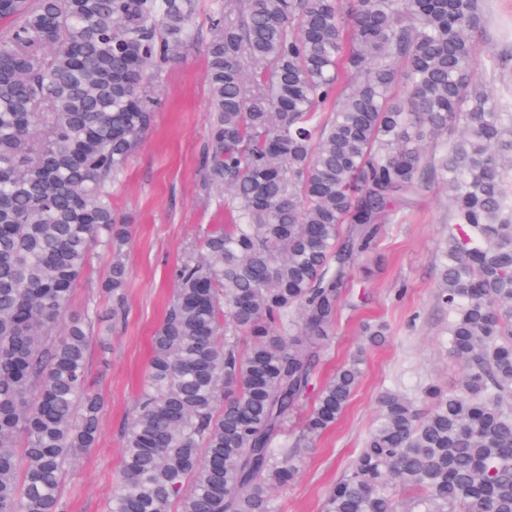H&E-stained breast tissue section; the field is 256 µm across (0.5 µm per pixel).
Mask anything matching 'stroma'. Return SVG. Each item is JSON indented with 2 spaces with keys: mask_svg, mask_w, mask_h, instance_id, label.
<instances>
[{
  "mask_svg": "<svg viewBox=\"0 0 512 512\" xmlns=\"http://www.w3.org/2000/svg\"><path fill=\"white\" fill-rule=\"evenodd\" d=\"M217 0H199L197 35L179 57L162 62L154 80L159 104L125 173L112 188L120 222L131 225L124 250L129 270L125 313L93 336L87 386L102 399L98 444L73 464L64 480L63 512H104L122 462L125 431L150 357V342L171 296V274L201 228L224 221L215 194L202 185L211 104L206 83L207 16ZM486 47L512 46V0H482ZM446 186L424 191L402 223L382 225L370 253L343 291L333 333L318 367L332 375L366 345L364 374L344 413L302 458L290 486L278 490V512H322L324 495L344 473L372 429L387 389L410 397L427 386L453 388L459 366L446 350L448 310L438 300L441 252L448 241ZM112 257L95 251L78 283L71 313L100 301ZM384 325L381 341L366 344L363 322Z\"/></svg>",
  "mask_w": 512,
  "mask_h": 512,
  "instance_id": "stroma-1",
  "label": "stroma"
}]
</instances>
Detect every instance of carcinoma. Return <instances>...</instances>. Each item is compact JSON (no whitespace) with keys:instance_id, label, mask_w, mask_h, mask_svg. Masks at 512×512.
I'll use <instances>...</instances> for the list:
<instances>
[{"instance_id":"cac0c4a2","label":"carcinoma","mask_w":512,"mask_h":512,"mask_svg":"<svg viewBox=\"0 0 512 512\" xmlns=\"http://www.w3.org/2000/svg\"><path fill=\"white\" fill-rule=\"evenodd\" d=\"M197 0H0V512H60L95 447L86 388L124 314L130 225L112 183L147 131L159 63ZM478 0H224L206 46L203 186L224 223L185 249L152 339L106 512H277L302 451L340 418L364 347L322 383L348 272L381 224L448 186L455 389L379 400L324 512H512V106L473 78ZM402 84V91L395 86ZM107 315L68 314L95 248Z\"/></svg>"}]
</instances>
